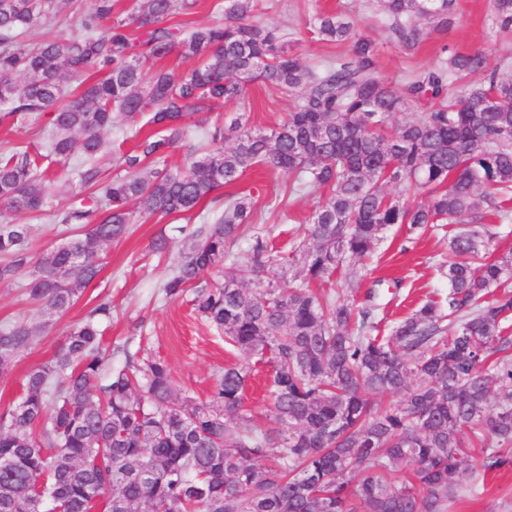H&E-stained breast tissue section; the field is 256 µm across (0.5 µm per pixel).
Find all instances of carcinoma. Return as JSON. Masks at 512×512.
Masks as SVG:
<instances>
[{
	"label": "carcinoma",
	"instance_id": "obj_1",
	"mask_svg": "<svg viewBox=\"0 0 512 512\" xmlns=\"http://www.w3.org/2000/svg\"><path fill=\"white\" fill-rule=\"evenodd\" d=\"M380 3L390 38L412 48L420 22L448 29L456 0ZM58 4L0 0V122L52 114L46 153L13 146L0 155V209H43L52 156L77 161L90 203L54 211L72 236L37 259L27 225L0 224V283L22 280L27 300L61 316L99 276V247L124 237L135 217L191 215L257 165L288 173L286 191L314 205L298 284L262 282L281 258L260 235L250 264H239L233 246L253 223L252 202L234 192L165 279L168 298L193 289L195 312L247 361L225 367L203 404L176 391L160 357L128 355L102 380L112 304L98 303L52 360L29 371L22 401L0 411V512H92L101 502L105 512H450L460 477L512 468V256L481 254L484 213L512 211V78L478 49L388 84L374 43L332 13L314 14L311 33L349 52L312 68L286 52L285 30L250 20L253 0L216 3L222 19L184 36L163 21L195 0L130 10L92 0L80 37L29 47L23 35L55 22ZM493 7L495 26L511 32L512 0ZM133 26L143 37H131ZM174 53L199 63L154 68ZM89 70L103 77L62 102ZM259 79L295 97L281 123L268 132L216 125L183 164L168 163L190 114L243 99ZM425 100L433 104L418 119L395 121ZM117 119L166 135L122 154L108 178L96 156ZM411 189L428 201L402 199ZM446 223L461 225L440 264L448 294L388 330L373 293L359 305L354 293L309 289L341 271L349 290L359 287L354 265L393 225ZM212 270L218 278L202 279ZM35 337L22 319L0 327L1 378ZM253 358L270 366L263 427L242 412ZM372 394L401 400L376 409Z\"/></svg>",
	"mask_w": 512,
	"mask_h": 512
}]
</instances>
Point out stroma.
<instances>
[{"label": "stroma", "instance_id": "obj_1", "mask_svg": "<svg viewBox=\"0 0 512 512\" xmlns=\"http://www.w3.org/2000/svg\"><path fill=\"white\" fill-rule=\"evenodd\" d=\"M318 12L353 16L362 34L374 42L380 76L389 83L401 84L408 75L435 67L448 54L475 49L487 53L490 65L497 67L502 77L512 76V34L499 33L493 24L492 0H457L448 29L424 27L421 43L411 49L390 40L389 20L376 0H257L252 18L258 23L285 25L289 31L287 51L312 66L348 51L346 43L323 41L309 32L308 22ZM294 102V97L254 82L242 102L188 117L186 136L174 148L172 160H184L189 146L196 142L199 126L224 125L238 117L247 127L265 131L284 120ZM50 119V114L44 112L22 115L14 123L0 125V145L18 144L41 151ZM287 183V173L258 165L247 170L234 186L235 191L250 195L254 203L256 231L284 255L305 244L304 229L313 208L310 198L294 196L286 199L284 207L272 209L271 198ZM70 201V196L55 191L43 211L9 213L0 216V221L28 225L29 251L42 256L63 242L53 212ZM223 209V198L216 197L206 200L190 218L173 214L136 219L124 238L101 247V275L64 316H44L23 299L16 285L0 284V325L24 319L36 329L32 348L19 358L9 376L0 377V406L21 397L27 373L50 360L69 330L105 299L112 303V317L103 322L102 329L113 365H123L129 352L159 356L170 365L181 394L199 403L207 401L217 376L225 366L239 363L240 358L196 315L191 295L166 299L162 283L178 263L190 236L206 228ZM455 230L452 224L412 232L394 226L365 259L367 275L360 290L377 291L388 321L445 297L448 283L439 265L448 255V240ZM159 239L167 244L160 257L151 252L152 243ZM454 512H512V470L478 482L473 494L463 497Z\"/></svg>", "mask_w": 512, "mask_h": 512}]
</instances>
